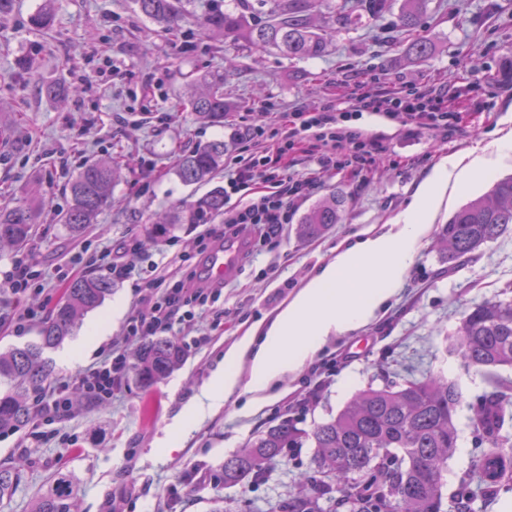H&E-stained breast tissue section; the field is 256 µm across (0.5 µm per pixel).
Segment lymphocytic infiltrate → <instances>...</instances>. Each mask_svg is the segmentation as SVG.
Here are the masks:
<instances>
[{
    "label": "lymphocytic infiltrate",
    "instance_id": "f902f5d3",
    "mask_svg": "<svg viewBox=\"0 0 512 512\" xmlns=\"http://www.w3.org/2000/svg\"><path fill=\"white\" fill-rule=\"evenodd\" d=\"M454 95L442 87L419 86L397 90L379 89L356 97L355 104L395 120L410 132H426L447 137L462 121L461 113L449 110ZM352 113L344 111L338 99H330L309 109L298 107L282 116L270 133L255 130L244 136L240 153L230 165L224 180L225 197L233 198L217 227L201 237L202 250L224 239L226 233H241L253 228L262 241L277 244L280 229L289 223L298 205L306 198L313 183L307 177L292 176L284 162L288 152L299 142L309 144L317 165L323 170H349L360 174L381 149L379 142L352 126ZM268 137L264 151H257L259 137ZM70 270H58L54 279L34 265L19 260L0 277V291L21 296L44 291L47 282L61 284ZM221 287H207L200 282L196 267H187L178 277L145 279L136 290L134 308L125 331L129 339L140 342L170 332L175 325L191 321H212L222 325L224 309L220 305ZM126 359L123 353L110 349L102 357L76 374L73 384L92 399L111 398L123 388ZM69 384L60 383L49 400H38L31 419V435L43 440L55 435L58 424L71 415L66 391Z\"/></svg>",
    "mask_w": 512,
    "mask_h": 512
}]
</instances>
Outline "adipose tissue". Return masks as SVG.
<instances>
[{"mask_svg": "<svg viewBox=\"0 0 512 512\" xmlns=\"http://www.w3.org/2000/svg\"><path fill=\"white\" fill-rule=\"evenodd\" d=\"M460 164L457 156L442 158L389 229H366L354 242L337 249L265 328L254 330L229 350L222 375L206 394V404L189 405L179 429H188L204 406H221L239 389L248 396L247 409L262 406L274 384L301 371L329 338L375 320L413 265L448 179ZM244 362L249 365L245 380L240 377Z\"/></svg>", "mask_w": 512, "mask_h": 512, "instance_id": "ef3b65f1", "label": "adipose tissue"}]
</instances>
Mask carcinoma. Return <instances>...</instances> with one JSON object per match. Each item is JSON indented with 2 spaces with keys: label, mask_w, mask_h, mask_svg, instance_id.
<instances>
[{
  "label": "carcinoma",
  "mask_w": 512,
  "mask_h": 512,
  "mask_svg": "<svg viewBox=\"0 0 512 512\" xmlns=\"http://www.w3.org/2000/svg\"><path fill=\"white\" fill-rule=\"evenodd\" d=\"M52 0L29 19L30 30L51 26ZM138 10L168 35L182 33V0H135ZM429 0H238L235 10L214 11L198 21L208 34L235 46L257 51L274 48L290 59L322 55L328 41L365 18L395 14L394 26L408 40V54L417 58L433 50L425 34ZM236 69L235 57H224V73L205 75L176 109L199 121L222 125L224 74ZM224 167V141L179 147L175 173L187 185L209 181ZM121 165L117 158L92 160L67 186L69 201L57 220L73 236L80 235L112 207V187ZM343 198L336 193L314 204L297 224L301 238L322 235L341 220ZM224 212V188H214L194 203L150 225L149 239L165 236L180 224H195L206 215ZM39 208L27 201L0 205V247L28 245L38 224ZM512 228V175L496 180L483 196L469 201L448 219L437 236L442 258L452 267ZM112 292L101 278L73 281L52 315L43 323L40 341L0 352V432L15 431L31 419L35 399L46 389L51 365L45 350L72 335L78 320L100 306ZM464 362L486 372L492 390L471 405V425L479 455L457 489L460 504L476 494L496 497L512 484V301H486L465 310L455 334ZM185 351L175 338L142 343L132 370L144 389L162 382L182 363ZM461 393L455 383L430 373L421 379H388L380 387L359 391L339 413L314 427L308 437L315 453L313 468L298 492L279 505V512H443V463L457 447L454 415ZM304 432L285 417L255 436L237 454L224 460L220 481L226 486L255 481L278 461L286 448L298 447ZM22 464H0V502L12 498L22 481ZM32 512H77V483L70 471L58 469L37 496Z\"/></svg>",
  "instance_id": "carcinoma-1"
}]
</instances>
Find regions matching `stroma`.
<instances>
[{"instance_id":"stroma-1","label":"stroma","mask_w":512,"mask_h":512,"mask_svg":"<svg viewBox=\"0 0 512 512\" xmlns=\"http://www.w3.org/2000/svg\"><path fill=\"white\" fill-rule=\"evenodd\" d=\"M43 0H13L0 17V124L12 127L9 143L0 144V194L37 202L49 199L36 234L21 250L0 249V275L17 256L53 271L69 264L87 246L119 248L128 234L145 237L149 219L173 213L224 183L187 185L175 174L176 146L224 141L234 155L238 134L250 126H269L267 106L289 112L299 104L318 106L349 96L373 81L395 90L406 84L434 85L458 94L456 107L466 117L447 138L408 133L383 116L363 114L360 127L384 147L362 175L317 171L304 150L288 159V170L316 172L319 200L343 197L342 219L321 237H298L295 224L283 225L276 248L255 243L240 275L225 283L224 324L210 328L187 323L173 333L185 349L182 365L151 390L134 374L112 400L90 404L74 395V412L63 422L68 442L39 444L26 431L0 433V461L24 457V479L0 512H26L31 497L58 465L78 477V512H209L223 497L226 512H275L309 472L312 448L286 451L255 483L224 486L212 482L224 460L276 416L296 419L311 431L329 420L352 396L384 376L418 378L441 373L457 384L458 449L444 472V512H459L456 490L479 453L470 425L469 405L487 391L483 373L465 365L452 338L466 308L493 299H512V231L487 243L455 269H447L432 239H425L402 286L379 317L358 330L331 338L299 373L284 378L269 402L243 412L246 394H235L207 412L177 441L168 436L181 411L224 369V356L256 325L287 306L304 283L357 233L382 228L406 208L434 165L449 154L468 155L496 139L499 119L512 113V83L495 81L498 60L512 56V0H430L428 57L407 54V43L392 27L391 16L369 19L337 33L319 57L289 59L269 50L239 52V68L224 82L232 104L224 125L196 121L174 105L187 96L193 78L224 67V44L196 26L209 11L234 9L236 0H191L183 23L186 41H175L145 18L134 0H55L51 28L35 34L29 17ZM82 84L80 95L65 101L47 94L48 84ZM122 156L125 166L113 189V203L98 223L78 237L58 224L55 210L65 207L66 183L82 161L103 152ZM512 174L503 160L494 177L449 189L432 225L446 224L461 206L484 192L494 178ZM199 224H182L170 235L146 243L141 262L157 264L162 276L180 268V255H196ZM134 305V283L113 285L110 300L85 313L101 319L106 334L99 347L123 345L124 319L111 315L114 300ZM327 384L320 401L303 409L298 400L314 372Z\"/></svg>"}]
</instances>
